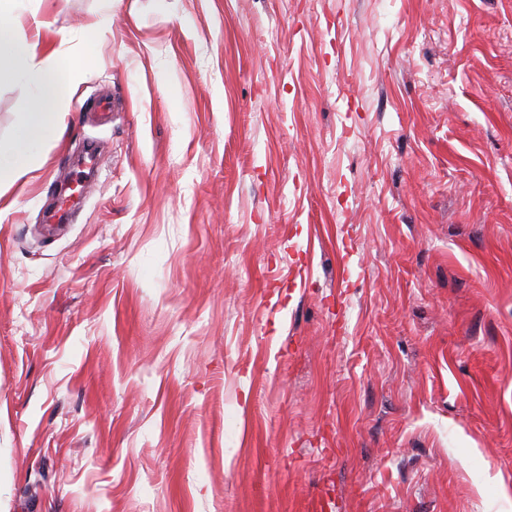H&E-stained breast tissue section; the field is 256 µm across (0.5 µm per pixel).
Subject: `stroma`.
<instances>
[{
    "instance_id": "35a3bbf8",
    "label": "stroma",
    "mask_w": 512,
    "mask_h": 512,
    "mask_svg": "<svg viewBox=\"0 0 512 512\" xmlns=\"http://www.w3.org/2000/svg\"><path fill=\"white\" fill-rule=\"evenodd\" d=\"M34 9L0 512H512V0ZM31 1H0V73L4 63L23 72L29 83L41 88L39 102L27 103L19 112L21 122L15 141L33 133H59L70 94L83 82L89 62L85 51L38 54L22 25V16L27 11L23 3Z\"/></svg>"
}]
</instances>
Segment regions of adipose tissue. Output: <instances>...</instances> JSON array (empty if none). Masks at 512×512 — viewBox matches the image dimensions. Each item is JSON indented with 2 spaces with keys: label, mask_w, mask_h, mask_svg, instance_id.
<instances>
[{
  "label": "adipose tissue",
  "mask_w": 512,
  "mask_h": 512,
  "mask_svg": "<svg viewBox=\"0 0 512 512\" xmlns=\"http://www.w3.org/2000/svg\"><path fill=\"white\" fill-rule=\"evenodd\" d=\"M24 0H0V64L24 73L29 83L41 89V98L25 104L17 139L33 133L59 132L70 95L83 82L88 70L86 52L52 51L39 55L25 34Z\"/></svg>",
  "instance_id": "adipose-tissue-1"
}]
</instances>
